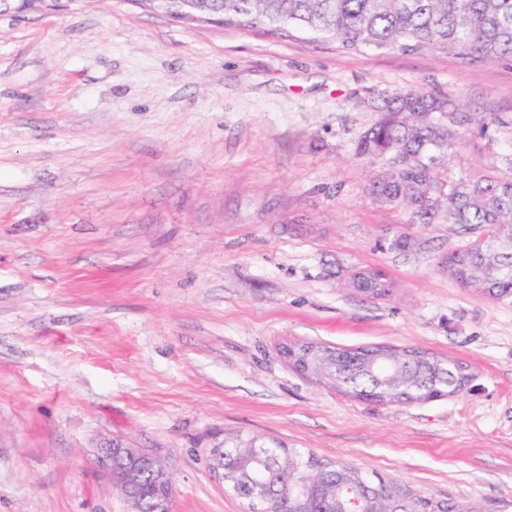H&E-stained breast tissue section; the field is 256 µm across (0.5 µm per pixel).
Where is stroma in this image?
I'll return each mask as SVG.
<instances>
[{"instance_id": "1", "label": "stroma", "mask_w": 512, "mask_h": 512, "mask_svg": "<svg viewBox=\"0 0 512 512\" xmlns=\"http://www.w3.org/2000/svg\"><path fill=\"white\" fill-rule=\"evenodd\" d=\"M495 114L446 172L512 151V63L187 23L132 0L0 15V512H126L106 443L173 473V512H246L211 448L259 436L512 512V301L457 282L464 237L371 203L374 93ZM411 246L394 247L397 237ZM382 271L371 298L351 286ZM450 357L441 401L358 400L285 344Z\"/></svg>"}]
</instances>
